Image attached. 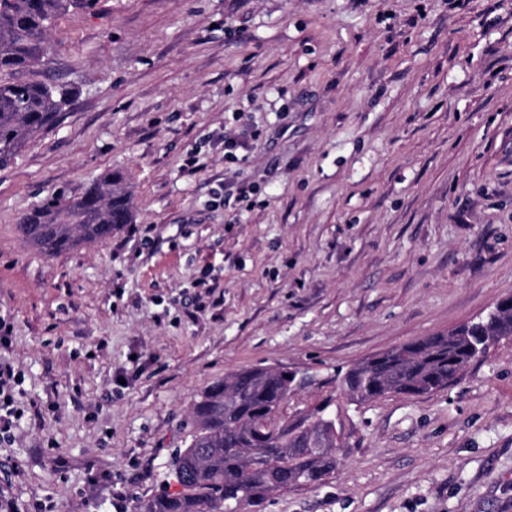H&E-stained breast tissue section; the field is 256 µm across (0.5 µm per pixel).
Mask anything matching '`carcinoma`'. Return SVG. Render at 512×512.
Segmentation results:
<instances>
[{
  "instance_id": "carcinoma-1",
  "label": "carcinoma",
  "mask_w": 512,
  "mask_h": 512,
  "mask_svg": "<svg viewBox=\"0 0 512 512\" xmlns=\"http://www.w3.org/2000/svg\"><path fill=\"white\" fill-rule=\"evenodd\" d=\"M96 0H0V167L26 141L47 128L77 94L67 85L20 80L54 55L47 32L71 7L88 9ZM134 221L124 178L108 173L78 197L48 196L21 219L27 240L49 253L81 242L101 241ZM512 336V307L481 326L471 320L445 334L424 336L375 353L347 370L336 385L351 401L364 403L385 394H426L456 381L502 337ZM279 367H249L214 382L193 403V433L171 458L169 476L180 486H162L137 501L134 512H224V504L244 512L270 494L322 484L338 464L337 448L310 455L301 450V430L336 431L327 406L294 421L280 409L294 387Z\"/></svg>"
}]
</instances>
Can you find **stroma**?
<instances>
[{
  "mask_svg": "<svg viewBox=\"0 0 512 512\" xmlns=\"http://www.w3.org/2000/svg\"><path fill=\"white\" fill-rule=\"evenodd\" d=\"M48 37L21 79L80 94L0 167V503L132 512L201 391L276 366L309 379L282 418L328 404L340 463L248 512H512V336L429 394L336 389L512 295V0H97ZM110 172L133 223L55 254L20 235ZM15 379L10 368H3L0 364V442L9 437V433L18 418L13 407L12 380Z\"/></svg>",
  "mask_w": 512,
  "mask_h": 512,
  "instance_id": "1",
  "label": "stroma"
}]
</instances>
